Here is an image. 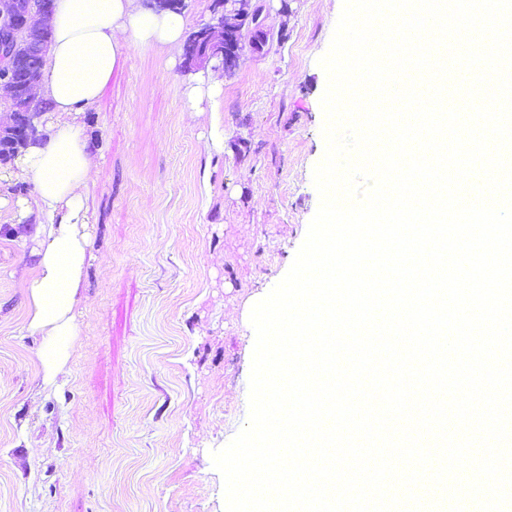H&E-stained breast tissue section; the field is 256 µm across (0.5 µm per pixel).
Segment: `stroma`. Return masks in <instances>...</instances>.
Returning <instances> with one entry per match:
<instances>
[{
  "instance_id": "35a3bbf8",
  "label": "stroma",
  "mask_w": 512,
  "mask_h": 512,
  "mask_svg": "<svg viewBox=\"0 0 512 512\" xmlns=\"http://www.w3.org/2000/svg\"><path fill=\"white\" fill-rule=\"evenodd\" d=\"M343 5L272 0L279 37L243 49L212 112L184 109L181 49L128 51L81 115L91 258L50 386L22 331L31 231L0 215V512H225L212 454L248 418L251 309L319 208L320 60Z\"/></svg>"
}]
</instances>
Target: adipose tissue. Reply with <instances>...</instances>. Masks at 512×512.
I'll use <instances>...</instances> for the list:
<instances>
[{"instance_id":"ef3b65f1","label":"adipose tissue","mask_w":512,"mask_h":512,"mask_svg":"<svg viewBox=\"0 0 512 512\" xmlns=\"http://www.w3.org/2000/svg\"><path fill=\"white\" fill-rule=\"evenodd\" d=\"M187 21L139 0H55L52 37L37 95L48 105L42 142L28 145L0 174V210L13 224L38 217L33 271L25 283L28 335L47 337L38 352L45 382L64 369L77 330L73 308L87 262L86 190L91 158L78 116L94 105L122 67L130 46L178 47ZM30 183L32 199L14 198L13 181Z\"/></svg>"}]
</instances>
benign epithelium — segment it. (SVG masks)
<instances>
[{"instance_id":"7a95c632","label":"benign epithelium","mask_w":512,"mask_h":512,"mask_svg":"<svg viewBox=\"0 0 512 512\" xmlns=\"http://www.w3.org/2000/svg\"><path fill=\"white\" fill-rule=\"evenodd\" d=\"M215 3L211 11L212 27L223 33L224 44L208 49L201 54L195 39L186 38L183 45L182 67L188 72L210 68L214 71L233 73L239 63L242 51L241 31H250V48L255 54L262 55L274 38V31L268 26L269 0H235V7L225 8L227 0H212ZM19 7L13 0H0V81L10 87H23L27 84L24 61L17 56L16 47L24 42L31 47L37 46V34L33 27L44 20H51L53 0H43L42 12L36 16L18 15ZM43 116L41 105L34 95H29L28 111L21 112L17 119L23 127L22 136L30 140L36 133V122Z\"/></svg>"}]
</instances>
